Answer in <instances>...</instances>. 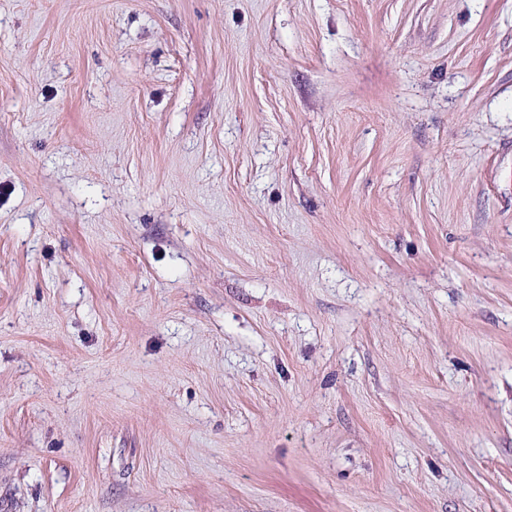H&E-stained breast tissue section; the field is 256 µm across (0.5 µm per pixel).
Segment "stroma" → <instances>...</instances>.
<instances>
[{"instance_id": "1", "label": "stroma", "mask_w": 512, "mask_h": 512, "mask_svg": "<svg viewBox=\"0 0 512 512\" xmlns=\"http://www.w3.org/2000/svg\"><path fill=\"white\" fill-rule=\"evenodd\" d=\"M0 512H512V0H0Z\"/></svg>"}]
</instances>
